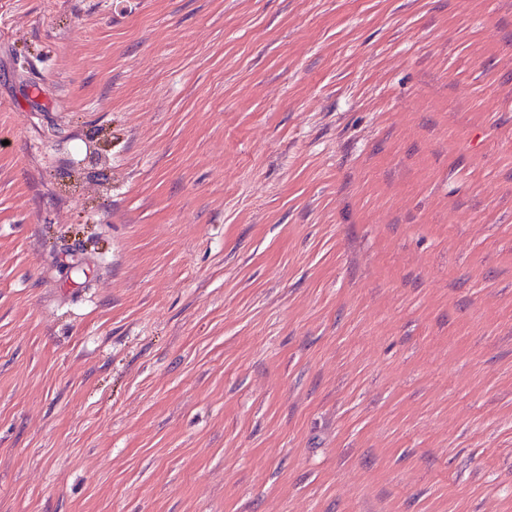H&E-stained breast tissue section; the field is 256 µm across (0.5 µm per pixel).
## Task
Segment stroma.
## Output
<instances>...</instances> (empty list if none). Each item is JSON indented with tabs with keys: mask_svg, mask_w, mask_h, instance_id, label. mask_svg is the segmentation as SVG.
<instances>
[{
	"mask_svg": "<svg viewBox=\"0 0 512 512\" xmlns=\"http://www.w3.org/2000/svg\"><path fill=\"white\" fill-rule=\"evenodd\" d=\"M0 512H512V0H0Z\"/></svg>",
	"mask_w": 512,
	"mask_h": 512,
	"instance_id": "35a3bbf8",
	"label": "stroma"
}]
</instances>
